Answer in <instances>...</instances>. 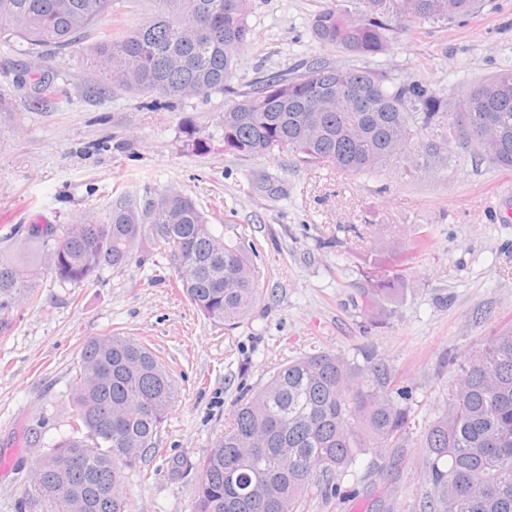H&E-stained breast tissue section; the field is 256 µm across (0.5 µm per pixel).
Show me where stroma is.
<instances>
[{"label": "stroma", "mask_w": 512, "mask_h": 512, "mask_svg": "<svg viewBox=\"0 0 512 512\" xmlns=\"http://www.w3.org/2000/svg\"><path fill=\"white\" fill-rule=\"evenodd\" d=\"M322 0H252L257 42L243 51L227 92L169 109L110 90L87 64L89 45L38 62L70 95L30 107L17 88L32 65L23 44H0V256L19 250V224L105 219L118 191L130 199L175 189L218 223L233 211L258 245L260 302L234 331L204 318L174 283L175 263L154 251L81 285L45 275L34 301L0 314V512H17L36 461L68 436L75 365L90 338L145 343L170 371L172 413L120 492L129 512H191L197 464L224 433L245 389L312 350L374 351L412 390L405 459L360 452L340 497L310 493L304 512H375L390 498L412 512L424 497L422 439L441 414L456 360L512 323V171L448 146V166L428 174L391 164L377 176L292 159L225 152L219 127L232 91L262 75L323 59L423 82L448 98L512 69V0H485L461 23L425 22L384 55L354 58L310 31ZM210 134L187 145L184 117ZM427 248L412 252L417 233ZM410 255L408 280L391 297H368L384 258Z\"/></svg>", "instance_id": "stroma-1"}]
</instances>
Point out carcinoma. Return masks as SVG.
Listing matches in <instances>:
<instances>
[{"label":"carcinoma","mask_w":512,"mask_h":512,"mask_svg":"<svg viewBox=\"0 0 512 512\" xmlns=\"http://www.w3.org/2000/svg\"><path fill=\"white\" fill-rule=\"evenodd\" d=\"M114 0H0V42L20 40L26 55L43 59L91 40L92 66L103 84L148 98L159 109L184 98L224 92L240 54L255 42L251 0H155L154 14L122 35L98 28ZM481 0H326L312 35L354 57L386 53L417 23H452L476 13ZM348 80L341 99L327 89ZM32 103L58 91L35 82ZM221 125L224 151L241 156L290 157L295 165H335L377 174L393 161L418 165L448 158V133L464 130L463 147L492 166L512 170V70L470 85L448 111V97L409 79L324 60L302 71L260 80L233 92ZM498 143L481 148L485 125ZM196 152L211 138L184 118ZM25 240L39 244L0 257V312L31 298L45 275L80 285L107 268L128 265L142 242L177 262L182 288L208 319L237 325L260 302L258 249L224 215L212 224L176 190L143 203L126 195L109 217L82 224H31ZM403 258L380 268L369 292L386 295L404 283ZM71 434L38 460L19 512H70L71 494L85 512H127L122 468L135 466L172 412L178 392L165 367L142 343L125 336L84 343L76 366ZM412 393L397 372L362 352L349 358L318 350L279 365L242 394L224 436L200 462L192 512H303L311 489L328 500L363 449H391L404 459ZM429 491L420 512H512V325L458 363L448 403L424 435ZM84 459L65 483L55 472L63 456Z\"/></svg>","instance_id":"cac0c4a2"}]
</instances>
